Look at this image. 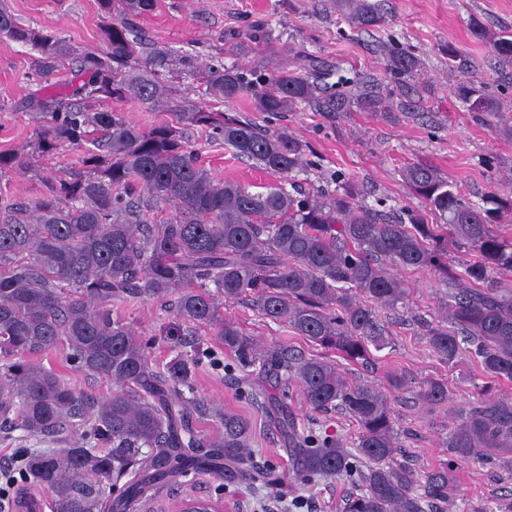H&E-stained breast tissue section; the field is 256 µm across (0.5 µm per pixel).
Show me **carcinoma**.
I'll use <instances>...</instances> for the list:
<instances>
[{
    "instance_id": "1",
    "label": "carcinoma",
    "mask_w": 512,
    "mask_h": 512,
    "mask_svg": "<svg viewBox=\"0 0 512 512\" xmlns=\"http://www.w3.org/2000/svg\"><path fill=\"white\" fill-rule=\"evenodd\" d=\"M157 0H98L105 47L76 53L57 35L17 21L0 9V36L38 53V74L64 70L58 88H39L21 104L36 122L31 154L54 156L81 147L84 170L45 183L30 206L0 202V429L20 428L54 444L26 449L18 481L46 488L55 512H126L156 484L189 471L220 470L250 456L249 427L224 415V438L210 447L196 434L191 413L177 406L190 373L180 360L155 371L147 344L112 318L114 299H161L177 294V314L214 328L242 367L261 362L279 388L246 395L266 399V413L288 439L296 475L305 481L344 475L353 489L342 512H444L454 495L450 467L419 471L394 458L397 432L389 393L404 387L387 375V387L347 379L338 360L372 362L371 349L386 345L380 311L405 302L396 269H430L448 286L445 323L426 324L428 349L453 364L465 352L483 373L512 380V239L496 230L505 209L488 192L471 203L457 183L430 164L407 166L409 188L443 223L425 215L390 216L357 203L350 184L333 193L288 191L303 166L305 145L287 133L192 103L171 120L141 129L107 101L158 104L169 93L168 73L193 57L158 47L146 56L129 16L156 8ZM361 29L382 21L369 0H339ZM475 35L499 62L512 65V31L478 28ZM314 64L254 74L236 64L201 74L219 104L250 97L255 112L279 114L308 108L336 115L373 111L382 92L348 96L320 85ZM390 71L412 76L418 57L398 45ZM456 94L469 111L496 118L497 97L463 80ZM185 125L212 130L233 154L255 163L281 184L252 193L235 181L216 180L197 161L181 132ZM25 165L17 152H0V173ZM177 206L175 218L148 221V209ZM474 258L457 271L448 244ZM254 295L263 318L285 323L308 342L336 354L294 355L285 346L257 352L236 322L220 316L216 297ZM94 377L120 385L95 401L74 390L39 358L58 345ZM314 411L342 414L357 425L356 442L295 433L288 409L290 383ZM415 399L432 411L448 404V383L430 379ZM101 441L112 452L95 451ZM452 460L492 462L512 473V399L483 398L454 425Z\"/></svg>"
}]
</instances>
